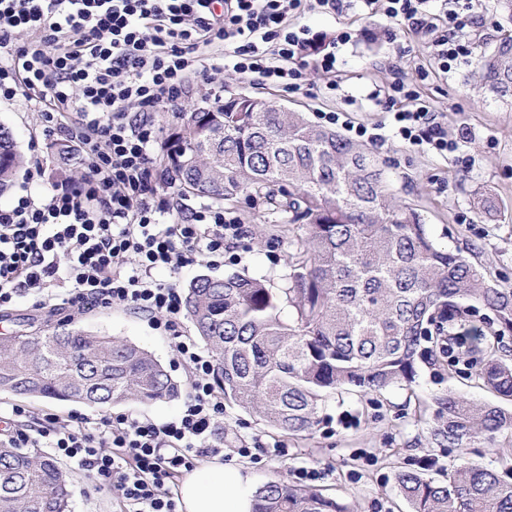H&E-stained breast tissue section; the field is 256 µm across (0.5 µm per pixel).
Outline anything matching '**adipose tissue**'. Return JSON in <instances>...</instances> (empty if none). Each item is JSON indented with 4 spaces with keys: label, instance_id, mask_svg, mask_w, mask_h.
I'll list each match as a JSON object with an SVG mask.
<instances>
[{
    "label": "adipose tissue",
    "instance_id": "1",
    "mask_svg": "<svg viewBox=\"0 0 512 512\" xmlns=\"http://www.w3.org/2000/svg\"><path fill=\"white\" fill-rule=\"evenodd\" d=\"M254 494L249 474L217 461L185 476L179 487L180 512H253Z\"/></svg>",
    "mask_w": 512,
    "mask_h": 512
}]
</instances>
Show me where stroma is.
Wrapping results in <instances>:
<instances>
[{
  "mask_svg": "<svg viewBox=\"0 0 512 512\" xmlns=\"http://www.w3.org/2000/svg\"><path fill=\"white\" fill-rule=\"evenodd\" d=\"M474 9L482 18L470 32L475 49L492 46L502 31L512 30V13L503 9L500 0H476ZM297 23L330 38L339 29H351L352 42L339 52L338 88L329 90L327 78L315 72L308 74L301 89L286 91L260 86L227 70L218 77L225 96L246 93L271 99L305 113L314 123L320 113L334 111L341 118L335 129L345 136L350 126L388 121L373 94L386 89L391 81L390 72L377 65L381 58H389L395 68L414 80L421 97L440 113L449 138L459 143L458 151L446 156L395 137L384 146L373 147L390 192L398 201L418 209L438 245L461 250L498 287L512 289V104L494 100L481 89L468 65L446 75L431 67L429 77L419 79V65L430 61V37L401 30L396 39H389L388 23L382 16L360 10L339 15L308 11ZM0 124L11 129L26 165L39 160L46 168L40 184L29 183L26 173H19L11 192L0 196V206L9 205L24 190L42 192L49 182L81 176L75 156L60 160L53 138L43 134L36 107L24 97L0 101ZM484 190L497 199V211L481 214L474 208L475 193ZM224 209L245 226L244 235L230 246L239 262L227 260L216 265L200 256L178 271H156V279L182 288L201 275H264L284 270L292 234L273 225L266 206L239 201L225 204ZM66 323L144 347L182 386H189L190 377L177 363L170 337L132 310L116 306L83 312L38 310L23 299L0 310V336ZM448 387L476 401L495 399L472 380H441L422 367L411 386L366 396L351 392L329 400L313 432L298 437L273 430L256 415L228 404L224 407L220 459L241 466L259 485L277 477L332 497L354 499L359 512H406L397 494L396 472L423 468L436 477L459 455L455 448L430 447L427 433L434 419L432 398ZM275 443L284 447V454L272 452ZM245 446L250 449L246 457L239 453ZM303 468L315 470V478H302L299 471ZM68 473L71 512H121L117 489H97L73 467Z\"/></svg>",
  "mask_w": 512,
  "mask_h": 512,
  "instance_id": "35a3bbf8",
  "label": "stroma"
}]
</instances>
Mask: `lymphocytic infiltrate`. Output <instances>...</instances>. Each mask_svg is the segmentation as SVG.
Returning a JSON list of instances; mask_svg holds the SVG:
<instances>
[{
  "instance_id": "lymphocytic-infiltrate-1",
  "label": "lymphocytic infiltrate",
  "mask_w": 512,
  "mask_h": 512,
  "mask_svg": "<svg viewBox=\"0 0 512 512\" xmlns=\"http://www.w3.org/2000/svg\"><path fill=\"white\" fill-rule=\"evenodd\" d=\"M354 7L433 35L441 72L472 54L473 0H0V99L34 102L46 134L73 142L85 170L80 180L0 207V307L27 297L38 309L134 310L170 336L190 377L180 415L163 424L108 413L34 420L27 406L1 400L7 443L48 449L97 488L118 487L123 512H178L175 479L224 451V404L211 382L212 354L178 328L180 289L153 273L201 254L223 257L244 226L220 208L159 198L166 178L152 166L156 115L177 110L191 79L207 82L224 69L287 91L300 89L308 66L336 74L337 50L351 32L327 42L291 19ZM20 30L32 41L16 45ZM384 97L389 125L357 126V137L456 151L405 76L396 75Z\"/></svg>"
}]
</instances>
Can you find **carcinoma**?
<instances>
[{
    "label": "carcinoma",
    "instance_id": "carcinoma-1",
    "mask_svg": "<svg viewBox=\"0 0 512 512\" xmlns=\"http://www.w3.org/2000/svg\"><path fill=\"white\" fill-rule=\"evenodd\" d=\"M472 77L512 102V30L481 52ZM181 112L166 163L184 193L222 203L241 195L297 224L295 253L280 282L237 272L199 276L184 310L216 361L224 400L293 436L309 434L336 394L408 386L418 365L459 364L512 401V363L498 355L512 334V289L499 288L459 251L438 246L418 210L388 192L363 144L283 112ZM24 163L0 124V196ZM463 303L493 314L465 335ZM71 401L98 410L130 401L170 402L181 384L147 350L68 324L0 337V393ZM438 447L496 444L512 432V407L471 400L452 388L435 396ZM408 512H512V482L464 454L440 481L396 474ZM67 473L36 449L0 444V512H69ZM253 512H357L284 480L255 492Z\"/></svg>",
    "mask_w": 512,
    "mask_h": 512
}]
</instances>
